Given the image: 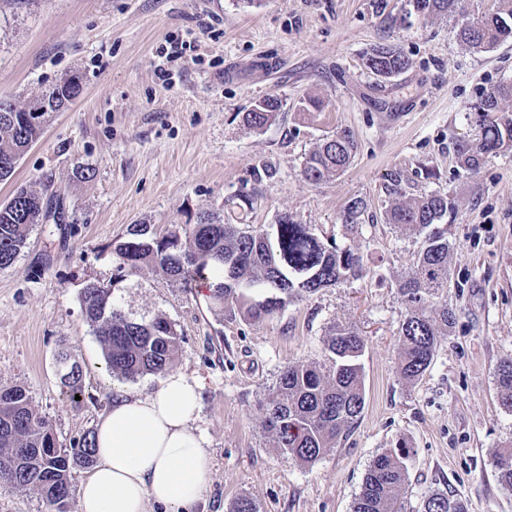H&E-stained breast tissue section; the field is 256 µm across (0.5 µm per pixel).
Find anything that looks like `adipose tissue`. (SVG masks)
Wrapping results in <instances>:
<instances>
[{
	"label": "adipose tissue",
	"mask_w": 512,
	"mask_h": 512,
	"mask_svg": "<svg viewBox=\"0 0 512 512\" xmlns=\"http://www.w3.org/2000/svg\"><path fill=\"white\" fill-rule=\"evenodd\" d=\"M201 388L171 371L151 394L117 392L96 425L97 464L81 484L80 512H146L151 502L191 512L203 502L211 464L194 426Z\"/></svg>",
	"instance_id": "adipose-tissue-1"
}]
</instances>
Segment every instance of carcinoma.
I'll use <instances>...</instances> for the list:
<instances>
[{
  "label": "carcinoma",
  "mask_w": 512,
  "mask_h": 512,
  "mask_svg": "<svg viewBox=\"0 0 512 512\" xmlns=\"http://www.w3.org/2000/svg\"><path fill=\"white\" fill-rule=\"evenodd\" d=\"M460 0H410L424 19L461 15L457 36L469 48L490 50L512 38V0H493L491 8L467 13ZM364 67L380 79L398 76L410 61L397 48L378 45L364 56ZM79 74L65 79L28 104L42 108V119L14 122L23 111L0 100V181L9 179L18 161L42 137L48 118L71 105L82 93ZM281 101L270 96L245 116L247 124L261 129L271 124ZM472 137L454 143L457 164L475 172L486 157L512 151V83L487 92L474 112ZM357 143L342 128L326 137L305 158L302 174L313 184L342 174L352 163ZM403 175H389L391 197L388 223L400 232L423 236L399 292L409 305L399 329L397 373L416 382L431 365L441 339L448 335L455 313L438 302L448 287V215L455 203L435 192L410 197ZM366 210L363 199H351L343 215L353 230ZM65 219L61 206L43 193L20 188L0 204V269L10 267L26 247L32 227L44 221ZM182 235L170 231L159 236L148 224H133L115 246L117 274L109 283L86 284L82 309L105 354L107 368L119 380L165 372L175 361L180 336L174 324L162 317L150 320L126 316L112 300V286L127 270L151 267L170 282L185 288L207 281L209 298L227 305L250 321H262L289 303L363 276V257L352 247H339L318 237L308 224L284 215L270 230L248 224H217L210 216ZM329 352L324 365H289L278 375L264 404V427L278 446L297 462L309 465L335 447L349 424L365 407V385L358 359L364 350L362 336L351 326L335 324L325 340ZM59 379L70 397L83 393L81 366L58 353ZM501 406L512 412V356L495 370ZM20 448H39L40 456L18 455ZM410 450L388 448L369 463L353 512H401V496L409 479ZM95 459V433L88 431L69 445L60 443L52 424L33 406L29 391L18 385L0 387V481L16 490H35L49 512H67L73 475L89 469ZM499 483L512 489V448L500 449L494 459ZM422 512H468L466 502L444 492L423 500Z\"/></svg>",
  "instance_id": "1"
}]
</instances>
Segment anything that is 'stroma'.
Returning <instances> with one entry per match:
<instances>
[{"label":"stroma","instance_id":"obj_1","mask_svg":"<svg viewBox=\"0 0 512 512\" xmlns=\"http://www.w3.org/2000/svg\"><path fill=\"white\" fill-rule=\"evenodd\" d=\"M175 39L192 49L171 67L162 50ZM379 44L400 48L409 69L389 81L372 75L363 56ZM74 73L82 95L0 182V201L30 186L67 211L66 223L37 225L0 270V385L29 390L63 443L95 429L116 390H155L156 375L112 378L85 320V285L110 281L126 315L175 325L172 368L203 381V512H232L242 497L257 512H352L370 461L400 443L413 450L404 512H420L433 491L465 499L469 512H512L494 467L512 443L494 376L512 356V151L473 174L453 151L483 93L512 83V40L466 48L454 19L424 20L408 0H0V98L25 104ZM269 96L282 103L276 120L250 128L246 112ZM311 97L326 108L303 111ZM344 127L358 143L350 167L317 185L304 180L305 156ZM395 171L409 195L441 191L457 207L441 295L455 323L411 385L396 372L399 285L421 240L387 222ZM243 191L252 210L232 205ZM354 197L368 209L352 235L341 217ZM204 212L257 228L290 216L351 246L369 272L261 322L146 267L115 280L114 247L130 225L162 234ZM337 323L364 339L366 405L335 448L302 466L264 429L263 400L285 366L325 362ZM63 347L83 369L76 403L57 373Z\"/></svg>","mask_w":512,"mask_h":512}]
</instances>
